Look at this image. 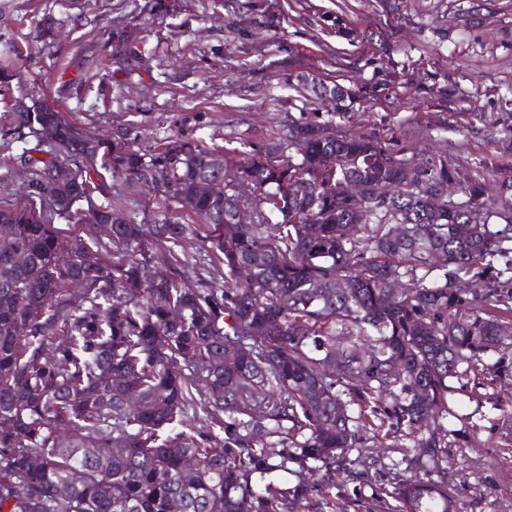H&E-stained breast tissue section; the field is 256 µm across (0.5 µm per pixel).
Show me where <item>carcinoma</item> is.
<instances>
[{"label":"carcinoma","mask_w":512,"mask_h":512,"mask_svg":"<svg viewBox=\"0 0 512 512\" xmlns=\"http://www.w3.org/2000/svg\"><path fill=\"white\" fill-rule=\"evenodd\" d=\"M29 137L45 157L23 150V198L0 203V512H320L331 477L364 482L389 439L414 443L402 463L424 477L394 473L380 512H453L450 399L504 372L512 347V214L483 207L480 184L450 200L447 161L416 170L316 120L222 156L179 136L105 143L46 104L0 120L1 144ZM59 167L72 175L49 180ZM226 167L224 195L199 192ZM100 168L177 216L93 206ZM159 254L170 273L154 281Z\"/></svg>","instance_id":"obj_1"}]
</instances>
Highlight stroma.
Masks as SVG:
<instances>
[{"label": "stroma", "mask_w": 512, "mask_h": 512, "mask_svg": "<svg viewBox=\"0 0 512 512\" xmlns=\"http://www.w3.org/2000/svg\"><path fill=\"white\" fill-rule=\"evenodd\" d=\"M3 73L0 114L48 104L103 140L122 129L141 148L179 135L220 149L313 119L418 163L448 161L499 204L512 181V0H0ZM300 74L340 85L344 101L296 91ZM36 145L0 147V196L22 197L19 156ZM116 200L165 215L106 177L92 203ZM487 383V398L452 404L479 429L452 449L447 481L463 512H512V379ZM402 457L381 453L359 487L336 475L325 512H379Z\"/></svg>", "instance_id": "1"}]
</instances>
